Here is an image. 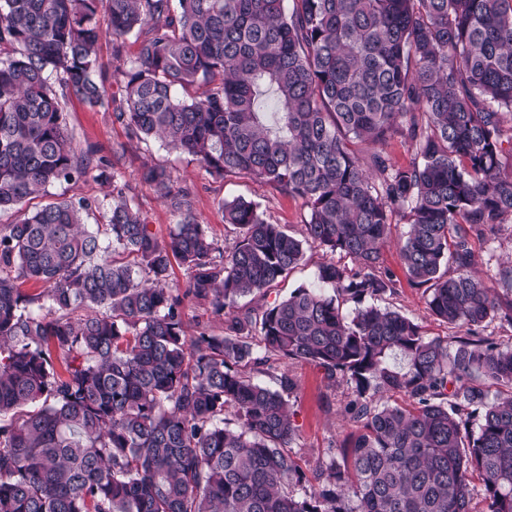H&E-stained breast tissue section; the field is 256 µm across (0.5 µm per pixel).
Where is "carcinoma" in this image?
Masks as SVG:
<instances>
[{
	"label": "carcinoma",
	"mask_w": 512,
	"mask_h": 512,
	"mask_svg": "<svg viewBox=\"0 0 512 512\" xmlns=\"http://www.w3.org/2000/svg\"><path fill=\"white\" fill-rule=\"evenodd\" d=\"M171 2L0 0V213L92 170L112 184L103 224L80 197L0 228V512H472L476 496L512 512V347L481 335L512 325V256L481 278L471 246L512 224V0ZM72 97L211 176L301 200L302 235L235 198L224 247L189 189L147 165L142 181L178 216L159 240L115 164L74 145ZM394 139L404 165L355 149ZM401 221L409 281L428 286L431 316L465 329L454 349L362 305L394 289L380 260ZM308 247L358 270L329 260L314 286L260 312L237 305ZM175 261L182 292L167 286ZM186 299L224 333L187 339ZM278 360L351 387L347 464L303 469L297 384Z\"/></svg>",
	"instance_id": "1"
}]
</instances>
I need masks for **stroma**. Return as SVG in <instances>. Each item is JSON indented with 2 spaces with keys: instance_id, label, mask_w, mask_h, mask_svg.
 Wrapping results in <instances>:
<instances>
[{
  "instance_id": "stroma-1",
  "label": "stroma",
  "mask_w": 512,
  "mask_h": 512,
  "mask_svg": "<svg viewBox=\"0 0 512 512\" xmlns=\"http://www.w3.org/2000/svg\"><path fill=\"white\" fill-rule=\"evenodd\" d=\"M64 119L77 147L95 146L102 156L116 162L124 180L137 196L143 217L158 237H167L177 217L159 194L141 181L140 169L147 160L165 167L175 181L191 188L197 216L201 223L207 224L211 236L219 244L232 245L236 236L233 227L225 225L220 204L238 196L259 202L271 220L287 225L293 233L302 230L307 216L302 202L280 194L269 184L247 176L224 179L210 176L190 157L170 152L157 141L129 147L125 128L114 121L111 112L89 107L76 99L67 104ZM406 229V224L394 225L390 241L382 251V268L392 274L396 283L394 293L386 297L385 304L417 319L429 337L455 344L459 329L429 316L426 287L411 284L406 276L398 252ZM326 259L321 249L308 248L303 263L285 281L268 290L265 304L288 297L296 288L315 284L318 268ZM281 368L297 383L296 401L292 407L297 428L295 447L304 468L311 469L328 460L330 448L339 446L355 433V426L343 418L351 390L344 384L328 388L321 371L304 362L288 361L282 363Z\"/></svg>"
}]
</instances>
